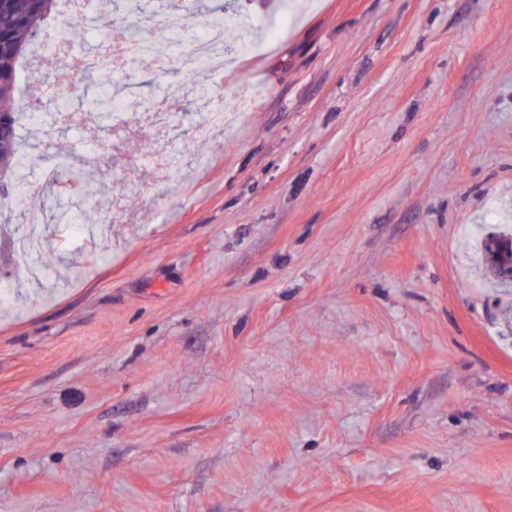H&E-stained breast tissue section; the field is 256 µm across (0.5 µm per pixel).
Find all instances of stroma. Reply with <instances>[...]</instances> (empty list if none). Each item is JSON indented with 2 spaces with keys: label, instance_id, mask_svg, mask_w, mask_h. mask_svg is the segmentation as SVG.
I'll use <instances>...</instances> for the list:
<instances>
[{
  "label": "stroma",
  "instance_id": "obj_1",
  "mask_svg": "<svg viewBox=\"0 0 512 512\" xmlns=\"http://www.w3.org/2000/svg\"><path fill=\"white\" fill-rule=\"evenodd\" d=\"M234 78H85L30 177L96 164L79 111L179 102L41 267L0 214V512H512V0H254ZM209 88L210 104L192 103ZM224 126L200 135L207 108ZM484 254L490 260L491 270L494 276L501 282H509L511 279L502 278L498 275V268L505 262H512V244L502 240H490L484 245Z\"/></svg>",
  "mask_w": 512,
  "mask_h": 512
}]
</instances>
